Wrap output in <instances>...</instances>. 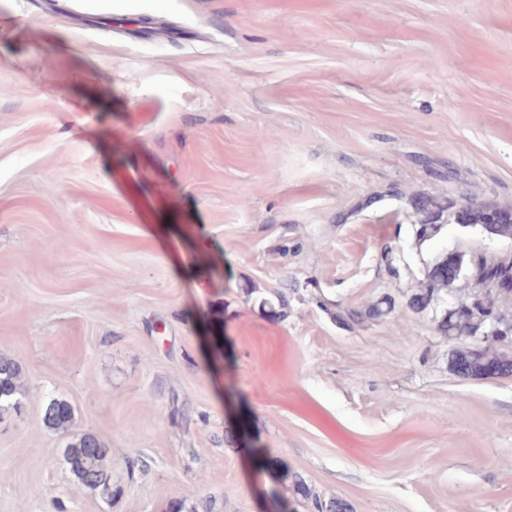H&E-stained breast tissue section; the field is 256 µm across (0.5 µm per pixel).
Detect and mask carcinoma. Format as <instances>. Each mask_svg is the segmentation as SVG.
Returning a JSON list of instances; mask_svg holds the SVG:
<instances>
[{
	"label": "carcinoma",
	"instance_id": "cac0c4a2",
	"mask_svg": "<svg viewBox=\"0 0 512 512\" xmlns=\"http://www.w3.org/2000/svg\"><path fill=\"white\" fill-rule=\"evenodd\" d=\"M453 205L435 196H422L414 206L418 241L425 243L437 237L443 228L441 221L448 215L456 224H468L472 227L488 223L491 213H497L501 219L492 226L491 234L501 238H512V207L499 206L491 203H478L472 198L465 199L459 210L452 211ZM448 266V253L437 256L427 267L425 278L419 288L412 293L409 306L414 311L425 310L443 300L449 292L458 291L461 285L448 283L444 269ZM512 297V289L490 290L475 295V299L466 306L455 307L445 313L438 323V330L451 338L460 336L474 337L488 327V322L497 318L501 309L498 300ZM392 312L390 304L380 301L364 309L349 312L353 321L366 318L384 317ZM512 338V326L503 324L499 338L483 341L477 346L460 350L452 356L453 368L463 376L486 374L495 368L498 374L512 372V355L501 349V343ZM21 368L12 359L0 358V412L7 409L18 411L21 400L20 391ZM73 417L71 405L59 399L50 400L44 408V421L55 429H66ZM109 453L93 435L83 434L65 449V458L73 475L86 487L96 492L99 497L110 500L116 489L112 486V475L105 466Z\"/></svg>",
	"mask_w": 512,
	"mask_h": 512
}]
</instances>
